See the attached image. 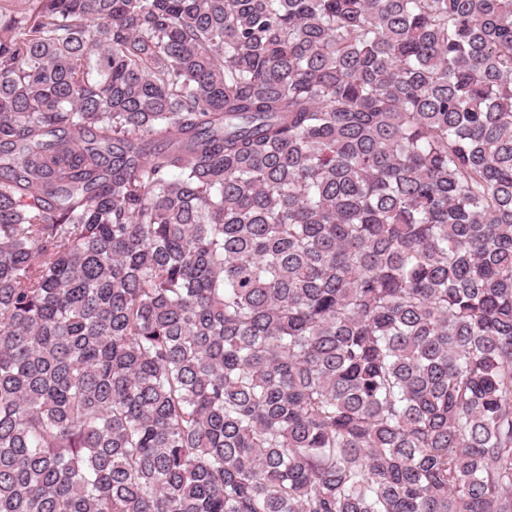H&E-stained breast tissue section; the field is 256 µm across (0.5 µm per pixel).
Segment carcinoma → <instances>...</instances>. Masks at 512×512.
<instances>
[{"mask_svg": "<svg viewBox=\"0 0 512 512\" xmlns=\"http://www.w3.org/2000/svg\"><path fill=\"white\" fill-rule=\"evenodd\" d=\"M0 512H512V0L0 9Z\"/></svg>", "mask_w": 512, "mask_h": 512, "instance_id": "obj_1", "label": "carcinoma"}]
</instances>
